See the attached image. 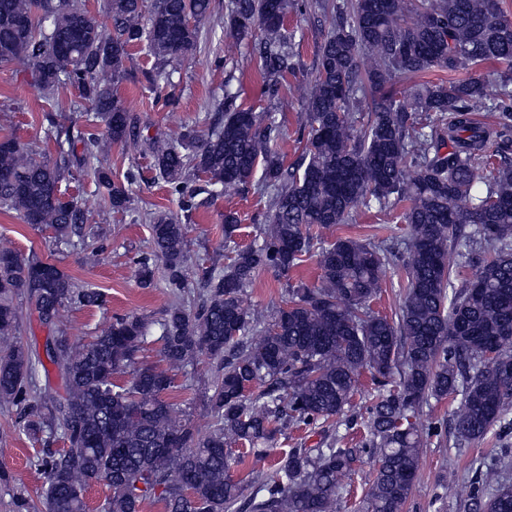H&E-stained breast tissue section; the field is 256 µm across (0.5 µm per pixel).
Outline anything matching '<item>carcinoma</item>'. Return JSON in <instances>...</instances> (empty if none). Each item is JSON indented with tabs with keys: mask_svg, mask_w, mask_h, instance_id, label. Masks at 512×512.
Returning a JSON list of instances; mask_svg holds the SVG:
<instances>
[{
	"mask_svg": "<svg viewBox=\"0 0 512 512\" xmlns=\"http://www.w3.org/2000/svg\"><path fill=\"white\" fill-rule=\"evenodd\" d=\"M327 0H229L227 32L247 47L267 95L280 99L300 70L291 9ZM109 24L90 17L83 0H0V64H17L45 95L61 85L79 92L75 109L90 113L77 133L46 115L57 158L40 161L14 137L0 139V209L46 226L57 241L86 236V211L61 194L74 163L90 168L116 211L126 209L123 184L89 167L101 148L97 123L114 144L134 130L114 91L130 49L146 45L149 80L172 85L173 65L196 56L212 0H106ZM500 0H348L317 45L314 77L300 111L305 146L287 165L268 114L236 104L224 90L208 128L189 127L153 145V167L186 220L210 185L244 190L262 170L272 195L262 242L233 249L223 268L205 271L206 294L181 302L186 286L187 225L167 216L151 224L152 256L138 260L141 282H153L151 258L163 262L174 301L157 322L161 361L142 365L150 324L137 315L112 318L88 341L64 333L48 339L44 357L11 340L15 297L35 299L41 323L52 325L66 303L102 308L106 294L78 288L56 265L0 248V402L29 408L33 379L54 368L64 395L48 398L26 430L60 433L68 447L32 464L46 477V512H89L84 489L102 480L111 495L102 512H141L153 497L163 512H231L241 489L228 475L233 448H263L293 428L320 436L293 448L243 504L245 512H344L342 478L365 454L377 465L365 512H402L430 434L411 418L423 401L459 395L453 411L458 440L484 438L512 414V23ZM483 64L496 77H475ZM431 71L448 78L427 80ZM412 86L413 103L396 85ZM373 119L357 125L361 108ZM493 113L495 125L474 119ZM405 204L409 230L406 286L396 317L371 302L392 262L385 241L338 237L318 247L319 284L288 285V302L271 318L241 296L263 271L286 274L313 248L312 229L350 224L361 210L391 212ZM473 268L456 284L449 254ZM216 362L209 431L201 436L179 418L169 394L170 371L199 354ZM377 394L363 416L360 448L336 447L361 371ZM503 463L488 465L481 485L460 495L466 512H512V482Z\"/></svg>",
	"mask_w": 512,
	"mask_h": 512,
	"instance_id": "1",
	"label": "carcinoma"
}]
</instances>
